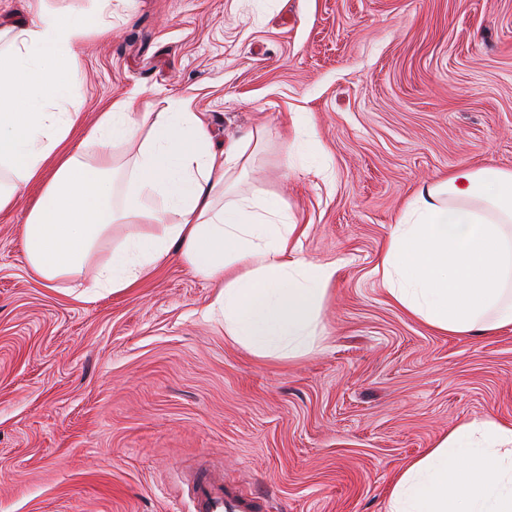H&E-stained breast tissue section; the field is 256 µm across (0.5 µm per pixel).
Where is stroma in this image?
I'll return each instance as SVG.
<instances>
[{
	"label": "stroma",
	"instance_id": "35a3bbf8",
	"mask_svg": "<svg viewBox=\"0 0 512 512\" xmlns=\"http://www.w3.org/2000/svg\"><path fill=\"white\" fill-rule=\"evenodd\" d=\"M109 23L81 41L86 120L182 96L216 147L262 129L248 189L339 270L318 347L258 359L178 261L89 302L30 276L19 197L0 214V512H194L203 454L251 512H387L442 434L512 422V327L437 333L374 272L433 177L512 169V0H112Z\"/></svg>",
	"mask_w": 512,
	"mask_h": 512
}]
</instances>
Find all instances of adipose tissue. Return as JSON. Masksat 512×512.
<instances>
[{"label":"adipose tissue","instance_id":"ef3b65f1","mask_svg":"<svg viewBox=\"0 0 512 512\" xmlns=\"http://www.w3.org/2000/svg\"><path fill=\"white\" fill-rule=\"evenodd\" d=\"M107 6L62 15L30 0L35 23L0 30V213L38 186L22 226L28 271L89 301L176 258L216 285L207 314L225 336L260 359L304 357L323 334L337 265L302 256L304 231L280 200L243 192L259 131L217 152L185 98L159 112L119 99L89 125L65 110L82 74L78 45L109 33ZM135 138L138 153L118 163L113 146ZM118 224L128 235L93 263ZM375 271L438 333L512 326V170L462 167L421 188ZM388 512H512V426L485 417L448 431L400 470Z\"/></svg>","mask_w":512,"mask_h":512}]
</instances>
